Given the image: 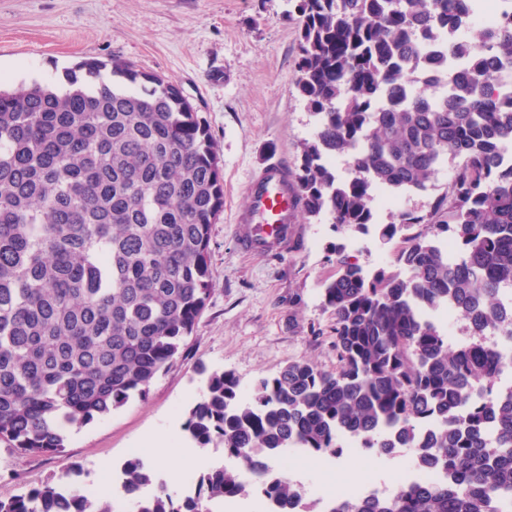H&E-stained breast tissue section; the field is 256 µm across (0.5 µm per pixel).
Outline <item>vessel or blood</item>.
I'll use <instances>...</instances> for the list:
<instances>
[{"instance_id": "b4317fda", "label": "vessel or blood", "mask_w": 512, "mask_h": 512, "mask_svg": "<svg viewBox=\"0 0 512 512\" xmlns=\"http://www.w3.org/2000/svg\"><path fill=\"white\" fill-rule=\"evenodd\" d=\"M289 182L287 168L274 164L248 183L249 205L236 219L243 250L264 253L279 249L281 230L294 223L300 206V194Z\"/></svg>"}]
</instances>
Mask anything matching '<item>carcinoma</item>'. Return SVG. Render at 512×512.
<instances>
[{
    "label": "carcinoma",
    "mask_w": 512,
    "mask_h": 512,
    "mask_svg": "<svg viewBox=\"0 0 512 512\" xmlns=\"http://www.w3.org/2000/svg\"><path fill=\"white\" fill-rule=\"evenodd\" d=\"M472 3L296 0V84L316 118L291 173L303 213L366 231L376 190L426 191L456 165L430 218L402 213L380 228L391 240L424 225L396 257L408 275H369L336 249L322 292L336 370L295 360L245 399L232 373L199 369L183 430L198 448L218 440L250 459L264 512H309L301 489L268 483L269 471L290 448L334 454L344 434L381 455L409 448L448 479L342 494L328 512H512V389L493 390L501 353L485 342L512 337L501 306L512 289V10L473 45ZM105 68L85 61L63 88L0 89V440L21 454L60 455L67 428L145 396L212 291L224 177L210 128L172 82L119 60L107 81ZM441 212L448 220H434ZM446 307L470 325L468 342L449 345L427 317ZM120 487L127 512H212L245 485L219 466L179 495L131 457ZM0 512L118 510L109 494L48 482Z\"/></svg>",
    "instance_id": "1"
}]
</instances>
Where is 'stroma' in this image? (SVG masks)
<instances>
[{"label": "stroma", "mask_w": 512, "mask_h": 512, "mask_svg": "<svg viewBox=\"0 0 512 512\" xmlns=\"http://www.w3.org/2000/svg\"><path fill=\"white\" fill-rule=\"evenodd\" d=\"M290 0H0V79L65 85L83 61H127L176 84L208 123L224 175V210L211 228L213 290L179 354L155 377L146 397L134 398L104 419L68 428L64 455H21L0 441V499L58 481L79 465L76 484L97 488L105 469H117L145 444L186 448V410L203 388L199 367L233 372L246 395L259 377L307 359L336 367L332 318L322 290L336 276L330 245L341 244L363 269L396 270L403 236L382 240L353 227L334 230L326 218L297 215L290 240L276 255L244 253L236 216L245 186L271 162L295 166L315 119L296 86L300 25ZM453 163L435 185L408 193L397 206L376 209L378 223L398 213L429 216L446 192ZM409 461L399 453L326 458L306 465L312 487L350 491L363 475L387 479Z\"/></svg>", "instance_id": "1"}]
</instances>
